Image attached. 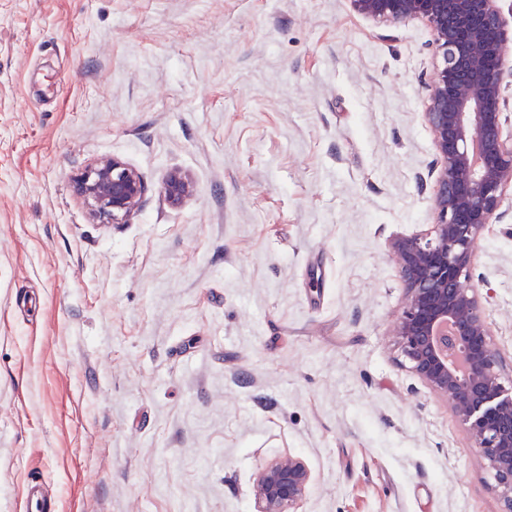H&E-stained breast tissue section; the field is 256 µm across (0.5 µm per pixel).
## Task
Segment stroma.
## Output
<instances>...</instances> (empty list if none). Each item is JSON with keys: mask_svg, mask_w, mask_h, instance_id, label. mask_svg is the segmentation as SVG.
<instances>
[{"mask_svg": "<svg viewBox=\"0 0 512 512\" xmlns=\"http://www.w3.org/2000/svg\"><path fill=\"white\" fill-rule=\"evenodd\" d=\"M423 21L351 0H0V512H501L492 471L391 330L390 243L430 231ZM148 186L93 221L71 178ZM173 170L194 191L171 206ZM476 247L512 353V190ZM76 195L92 220L121 224L143 206L147 186L141 175L122 160L97 158L73 178ZM311 481V471L300 456L288 453L269 459L253 479L255 512H298ZM51 496L45 481L40 477H32L24 486V512H51Z\"/></svg>", "mask_w": 512, "mask_h": 512, "instance_id": "35a3bbf8", "label": "stroma"}]
</instances>
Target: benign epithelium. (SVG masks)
<instances>
[{
  "instance_id": "7a95c632",
  "label": "benign epithelium",
  "mask_w": 512,
  "mask_h": 512,
  "mask_svg": "<svg viewBox=\"0 0 512 512\" xmlns=\"http://www.w3.org/2000/svg\"><path fill=\"white\" fill-rule=\"evenodd\" d=\"M351 2L368 18L424 21L442 58L425 112L437 155V221L426 234L391 242L406 290L392 336L411 371L463 423L472 448L495 472L505 512H512V385L502 381L505 357L491 341L482 298L471 285L475 242L512 187V105L501 84L512 23L501 0ZM73 185L92 220L103 224L126 222L147 194L141 175L115 157L91 161ZM191 192L179 170L160 186L173 206ZM311 481L300 456L269 459L253 479L255 512H298Z\"/></svg>"
}]
</instances>
